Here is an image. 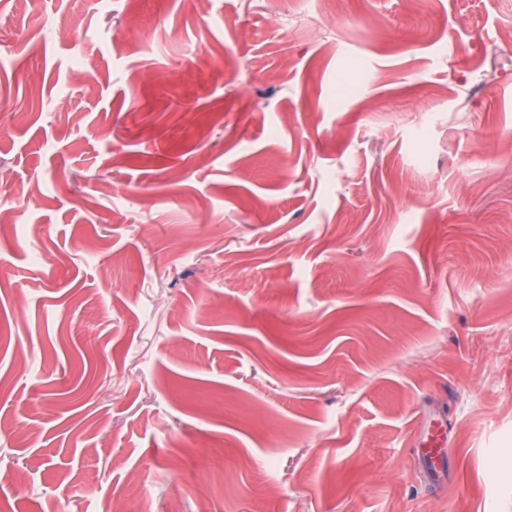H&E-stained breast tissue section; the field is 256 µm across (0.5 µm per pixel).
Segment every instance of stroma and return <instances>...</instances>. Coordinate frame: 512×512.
<instances>
[{"mask_svg":"<svg viewBox=\"0 0 512 512\" xmlns=\"http://www.w3.org/2000/svg\"><path fill=\"white\" fill-rule=\"evenodd\" d=\"M511 36L0 0V512H512Z\"/></svg>","mask_w":512,"mask_h":512,"instance_id":"obj_1","label":"stroma"}]
</instances>
